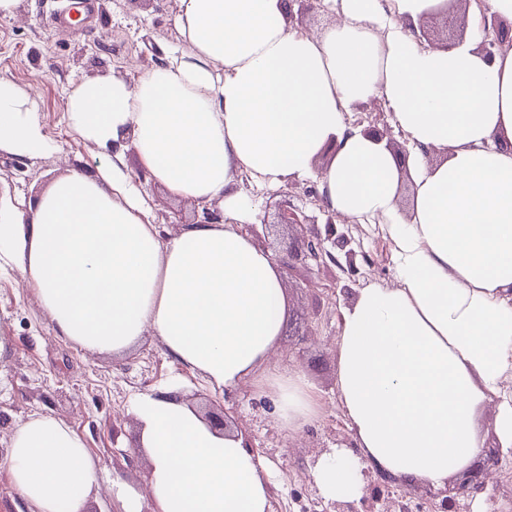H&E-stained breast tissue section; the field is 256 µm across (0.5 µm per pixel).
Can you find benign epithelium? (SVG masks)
<instances>
[{"label":"benign epithelium","mask_w":512,"mask_h":512,"mask_svg":"<svg viewBox=\"0 0 512 512\" xmlns=\"http://www.w3.org/2000/svg\"><path fill=\"white\" fill-rule=\"evenodd\" d=\"M480 7V23L486 32V40L481 45V51L486 59L491 61L502 51L504 43H512L509 29L504 27L503 20L496 14L489 13L483 8L482 0H453L454 5L464 10L471 4ZM440 17L444 27L454 32L465 25V15L444 5L436 11L419 19V24L412 28L419 41H432L430 22ZM319 210L324 216V229H319L317 220L309 217L299 208L290 206L278 211L277 223L289 229L305 228V233L299 240L286 241L279 252L278 261L283 266L300 258L311 261L318 266L329 259L337 261L329 246L345 248L350 244L347 234L338 230V216L332 210L323 206ZM365 494L354 501H332L323 512H470L468 502L484 490L485 471H473L460 481L451 480L440 489L427 488L425 494L418 496L406 488L396 478L378 470L366 468L363 470Z\"/></svg>","instance_id":"obj_1"}]
</instances>
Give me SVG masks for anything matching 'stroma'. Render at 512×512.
I'll return each instance as SVG.
<instances>
[{
    "instance_id": "stroma-1",
    "label": "stroma",
    "mask_w": 512,
    "mask_h": 512,
    "mask_svg": "<svg viewBox=\"0 0 512 512\" xmlns=\"http://www.w3.org/2000/svg\"><path fill=\"white\" fill-rule=\"evenodd\" d=\"M70 0H20L18 13L0 20V75L14 80L34 98L46 132L59 149L32 158L0 152V194L34 203L57 178L75 169L102 164L97 148L67 125L65 103L73 84L104 73L136 82L159 62L162 50L182 38L174 25L177 0H96L92 24L57 28ZM127 172L147 198L162 234H176L195 221L196 201L172 196L144 170L135 149H128ZM310 184L261 188L242 177L241 191L257 201L254 223L273 221L276 205L288 201L312 217L317 205L307 197ZM356 275L333 262L316 267L298 263L282 270L286 313L272 363L308 379L320 404L318 419L299 431L283 427L273 411L259 407L252 380L232 389L211 388L191 368L169 356L159 339L146 336L122 358L93 354L52 332L49 317L20 273L0 278V335L12 348L0 358V458L6 454L15 423L50 413L84 438L97 465L99 490L92 512H118L113 480L138 495L141 512H153L147 462L138 457L139 424L134 398L168 384L187 391L192 403L215 413L228 412L255 437V454L271 475V512H321V495L311 461L325 448L355 444L336 391V339L343 310L360 289L396 284L392 244L377 224H352ZM485 512H512V454H504L482 492Z\"/></svg>"
}]
</instances>
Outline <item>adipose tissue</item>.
I'll return each instance as SVG.
<instances>
[{
  "mask_svg": "<svg viewBox=\"0 0 512 512\" xmlns=\"http://www.w3.org/2000/svg\"><path fill=\"white\" fill-rule=\"evenodd\" d=\"M324 2L339 20L316 35L289 21L288 0H178L184 46L163 65L134 83L74 84L68 124L108 161L28 208L0 196V275L21 271L56 336L121 357L152 334L212 387L252 379L297 430L320 404L304 375L268 366L285 295L276 261L240 228L254 209L238 178L314 179L321 205L381 220L397 281L362 289L342 314L336 390L357 449H334L315 481L328 500L360 498L366 468L442 488L483 452L477 407L496 403L512 448V51L486 60L476 17L455 47L420 43L412 25L443 0ZM374 98L407 136V164L346 123ZM130 147L173 195L220 204L221 221L162 237L125 171ZM57 149L32 96L0 76V151ZM434 149L444 158L431 165ZM133 412L155 512H269L257 456L178 386ZM0 462L33 512H86L98 491L84 439L51 414L19 421Z\"/></svg>",
  "mask_w": 512,
  "mask_h": 512,
  "instance_id": "obj_1",
  "label": "adipose tissue"
}]
</instances>
